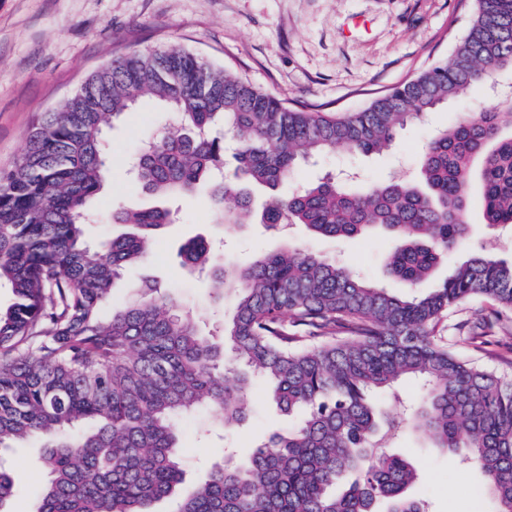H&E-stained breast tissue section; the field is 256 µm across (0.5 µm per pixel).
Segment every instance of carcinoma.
Returning a JSON list of instances; mask_svg holds the SVG:
<instances>
[{
	"instance_id": "1",
	"label": "carcinoma",
	"mask_w": 512,
	"mask_h": 512,
	"mask_svg": "<svg viewBox=\"0 0 512 512\" xmlns=\"http://www.w3.org/2000/svg\"><path fill=\"white\" fill-rule=\"evenodd\" d=\"M467 35L448 59L345 115L292 107L236 74L178 48L138 50L90 75L31 130L0 172V283L15 302L0 311V451L44 440L49 479L34 512H426L409 490L420 471L389 451L408 429L478 471V493L512 512V380L448 349V311L480 296L512 313V255L473 250L426 294L395 296L338 260L288 243L244 266H210L191 240L185 260L210 268L211 301L224 306L222 339L153 284L101 318L122 270L150 235L174 221L165 200L208 187L237 231L258 217L274 231L393 240L386 274L407 288L429 279L470 236L479 194L484 224L512 229V106L488 104L439 130L419 178L355 190L327 174L254 213L252 187L275 191L326 153L370 155L437 108L512 71V0H473ZM145 98L174 121L136 151L137 180L155 202L112 210L133 231L81 241L89 200L108 169L104 128ZM236 166L223 172L224 141ZM303 418L274 433L242 464L213 466L185 485L178 420L201 409L230 425L250 409L252 380ZM413 380L423 397L408 414L374 394ZM0 456V505L13 494Z\"/></svg>"
}]
</instances>
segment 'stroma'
I'll list each match as a JSON object with an SVG mask.
<instances>
[{
    "label": "stroma",
    "mask_w": 512,
    "mask_h": 512,
    "mask_svg": "<svg viewBox=\"0 0 512 512\" xmlns=\"http://www.w3.org/2000/svg\"><path fill=\"white\" fill-rule=\"evenodd\" d=\"M470 6L471 0H0V171L18 163L30 130L45 113L117 55L179 47L288 104L342 114L445 60L465 34ZM489 99L484 88H473L465 101L449 103L407 127L383 153L322 156L302 167L286 189L292 192L312 178L342 171L363 186L393 176L413 178L434 131L460 111H478ZM172 120V113L147 100L107 128L112 169L91 204L95 219L85 227L88 245L122 232V225L111 220L113 206L147 204L130 161L142 140ZM175 207L174 223L150 244L144 260L123 270L104 316L134 299L142 282L151 279L196 315L203 334H213L223 312L209 303L203 274L180 257L191 238L207 240L216 262L229 256L243 264L289 240L314 255L340 258L392 293L404 291L384 273V256L392 246L386 236L317 237L300 225L276 234L251 224L225 239L218 232V214L203 198L184 199ZM295 422V416L268 401L260 380L253 385L249 417L223 435L202 436V429L214 426V415L195 413L183 421L179 438L186 481H195L201 468L223 463L224 449L245 459L251 447ZM42 445L33 437L10 449L18 462L16 495L0 505V512H29L45 480L32 465ZM392 450L421 470L412 493L429 512H492L493 503L476 493L482 482L478 472L460 471L451 456L406 433Z\"/></svg>",
    "instance_id": "35a3bbf8"
}]
</instances>
